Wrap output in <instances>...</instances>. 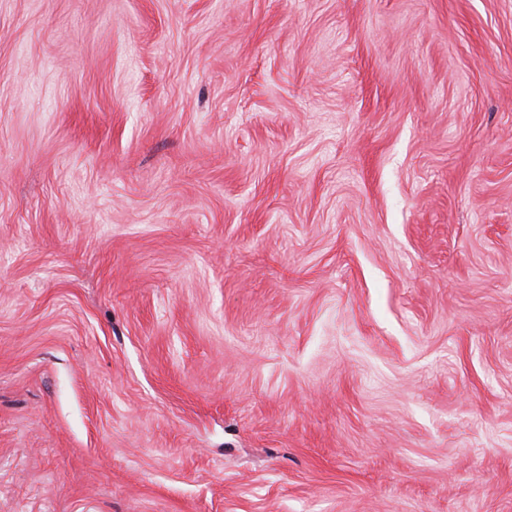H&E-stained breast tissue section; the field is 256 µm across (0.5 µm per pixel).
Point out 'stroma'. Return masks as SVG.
<instances>
[{
  "label": "stroma",
  "instance_id": "stroma-1",
  "mask_svg": "<svg viewBox=\"0 0 512 512\" xmlns=\"http://www.w3.org/2000/svg\"><path fill=\"white\" fill-rule=\"evenodd\" d=\"M0 512H512V0H0Z\"/></svg>",
  "mask_w": 512,
  "mask_h": 512
}]
</instances>
